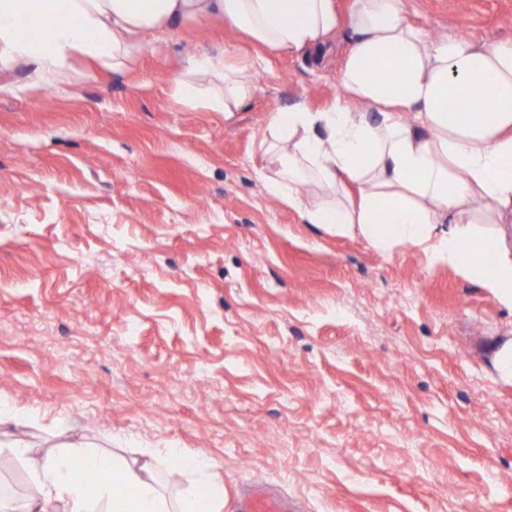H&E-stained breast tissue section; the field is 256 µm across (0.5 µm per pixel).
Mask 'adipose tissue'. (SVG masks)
<instances>
[{
  "label": "adipose tissue",
  "instance_id": "ef3b65f1",
  "mask_svg": "<svg viewBox=\"0 0 512 512\" xmlns=\"http://www.w3.org/2000/svg\"><path fill=\"white\" fill-rule=\"evenodd\" d=\"M49 24L40 40L20 23ZM224 23L262 48L294 55L326 45L339 27L351 35L339 74L343 94L322 111L301 104L271 111L262 147L269 192L307 223L358 232L386 253L426 246L429 260L477 280L512 309V247L499 227L512 223V40L436 38L410 21L405 0H352L340 17L336 0H0V69L24 62L39 82L62 83L74 55L121 70L144 42H161L186 23ZM249 61L188 58L176 96H203L233 112L255 93ZM197 75L215 84L201 92ZM487 103L476 112L472 102ZM330 192L309 201L300 185ZM27 459L34 491L0 496V512H223L220 466L178 448L149 461L61 448ZM200 475L202 493L168 501L154 473L161 459ZM78 469L99 472L95 489L77 484Z\"/></svg>",
  "mask_w": 512,
  "mask_h": 512
}]
</instances>
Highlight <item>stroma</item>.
<instances>
[{
	"instance_id": "35a3bbf8",
	"label": "stroma",
	"mask_w": 512,
	"mask_h": 512,
	"mask_svg": "<svg viewBox=\"0 0 512 512\" xmlns=\"http://www.w3.org/2000/svg\"><path fill=\"white\" fill-rule=\"evenodd\" d=\"M434 35L512 38V0H407ZM349 48L270 55L232 114L173 91L184 59L254 54L189 24L121 71H0V458L29 441L223 465L304 512H512V310L433 264L306 223L270 194V110L340 96ZM491 360L498 377L503 381H512V340L491 347Z\"/></svg>"
}]
</instances>
